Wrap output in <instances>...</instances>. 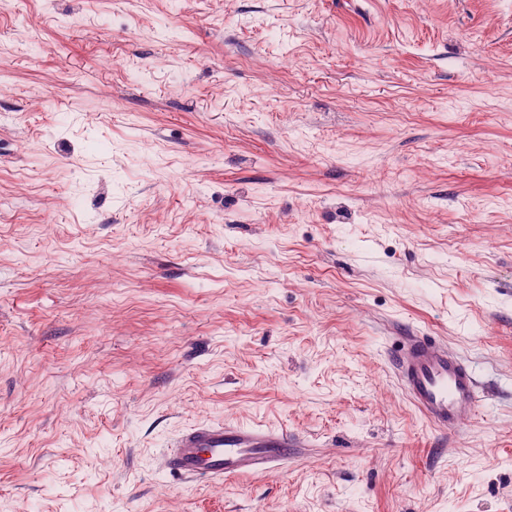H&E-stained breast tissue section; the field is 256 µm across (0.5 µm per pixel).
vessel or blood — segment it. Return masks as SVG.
<instances>
[{
  "label": "vessel or blood",
  "instance_id": "obj_1",
  "mask_svg": "<svg viewBox=\"0 0 512 512\" xmlns=\"http://www.w3.org/2000/svg\"><path fill=\"white\" fill-rule=\"evenodd\" d=\"M395 370L405 395L433 428H457L478 405L473 370L432 337H407ZM303 446L283 430L204 422L177 435L163 450L160 468L185 482L261 476L286 465Z\"/></svg>",
  "mask_w": 512,
  "mask_h": 512
}]
</instances>
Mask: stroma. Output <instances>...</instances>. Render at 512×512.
I'll return each instance as SVG.
<instances>
[{
    "instance_id": "stroma-1",
    "label": "stroma",
    "mask_w": 512,
    "mask_h": 512,
    "mask_svg": "<svg viewBox=\"0 0 512 512\" xmlns=\"http://www.w3.org/2000/svg\"><path fill=\"white\" fill-rule=\"evenodd\" d=\"M0 512H512V0H0ZM395 370L405 395L433 428H457L478 405L473 370L430 336H407ZM304 446L283 430L204 422L177 435L163 450L160 469L184 482L261 476L288 464Z\"/></svg>"
}]
</instances>
